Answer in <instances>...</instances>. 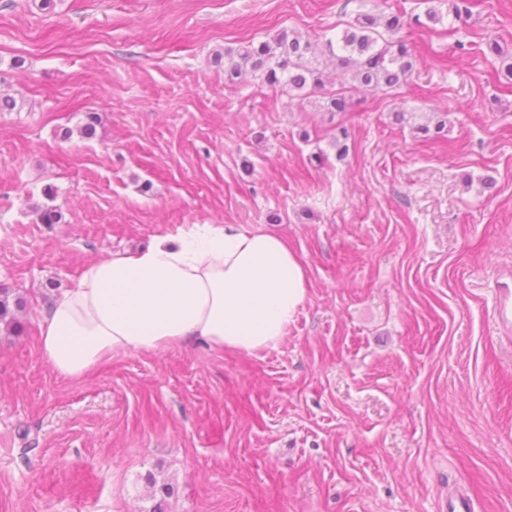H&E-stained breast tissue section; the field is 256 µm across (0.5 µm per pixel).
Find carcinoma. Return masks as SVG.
I'll return each instance as SVG.
<instances>
[{"label": "carcinoma", "mask_w": 512, "mask_h": 512, "mask_svg": "<svg viewBox=\"0 0 512 512\" xmlns=\"http://www.w3.org/2000/svg\"><path fill=\"white\" fill-rule=\"evenodd\" d=\"M440 20L439 9L431 6L424 14L414 15L412 24L422 30ZM404 26V15L398 12H360L346 23L338 41L328 40L322 46L294 31L282 29L271 38L251 42L238 51L224 50V57L228 59L224 74L232 81L248 71L270 88L319 92L325 111L343 113L351 106L350 95L326 88L327 75L321 57L334 58L337 66L350 72L355 89L386 95L408 84L417 62L412 43L401 35ZM485 45L497 57L500 70L511 78L512 54L504 53L494 39H486ZM446 117L447 114L438 113L418 125L417 130L437 137L446 128ZM22 307L21 298L0 291V327L7 333L16 331L19 326L17 314Z\"/></svg>", "instance_id": "1"}]
</instances>
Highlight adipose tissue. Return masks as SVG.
Wrapping results in <instances>:
<instances>
[{
    "label": "adipose tissue",
    "instance_id": "obj_1",
    "mask_svg": "<svg viewBox=\"0 0 512 512\" xmlns=\"http://www.w3.org/2000/svg\"><path fill=\"white\" fill-rule=\"evenodd\" d=\"M307 293L303 265L276 235L188 224L88 264L46 311L40 357L79 380L111 357L197 341L218 351L274 348Z\"/></svg>",
    "mask_w": 512,
    "mask_h": 512
}]
</instances>
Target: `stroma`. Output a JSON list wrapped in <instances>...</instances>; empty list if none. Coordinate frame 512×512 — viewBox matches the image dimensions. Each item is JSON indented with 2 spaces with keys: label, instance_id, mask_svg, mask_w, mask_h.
<instances>
[{
  "label": "stroma",
  "instance_id": "stroma-1",
  "mask_svg": "<svg viewBox=\"0 0 512 512\" xmlns=\"http://www.w3.org/2000/svg\"><path fill=\"white\" fill-rule=\"evenodd\" d=\"M419 2L0 0V94L17 101L0 112V289L24 299L0 334V512H148L164 486L166 512H448L460 495L512 512V333L493 318L512 272V80L455 48L512 53V0H479L456 39L440 4L401 95L341 117L225 83L219 57ZM436 109L447 132L423 137ZM46 204L58 223H39ZM187 224L293 250L309 298L277 348L128 354L78 381L44 364L47 302Z\"/></svg>",
  "mask_w": 512,
  "mask_h": 512
}]
</instances>
